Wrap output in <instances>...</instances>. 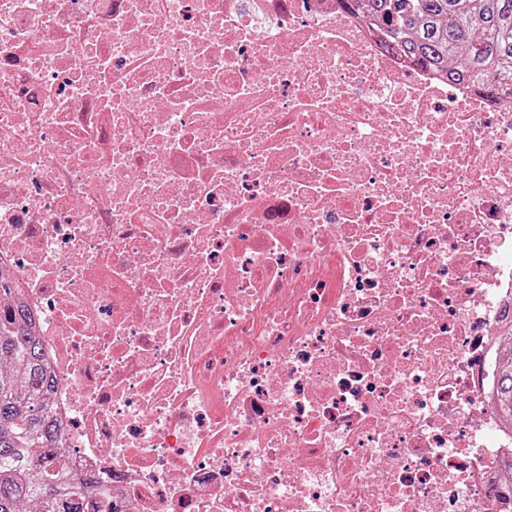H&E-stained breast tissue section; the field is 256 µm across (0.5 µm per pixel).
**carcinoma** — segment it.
Segmentation results:
<instances>
[{
	"label": "carcinoma",
	"mask_w": 512,
	"mask_h": 512,
	"mask_svg": "<svg viewBox=\"0 0 512 512\" xmlns=\"http://www.w3.org/2000/svg\"><path fill=\"white\" fill-rule=\"evenodd\" d=\"M385 46L488 95L512 90V0H359ZM0 512H81L107 489L73 477L67 433L52 395L59 385L36 322L13 279L0 273ZM492 402L512 420V324L499 337Z\"/></svg>",
	"instance_id": "obj_1"
}]
</instances>
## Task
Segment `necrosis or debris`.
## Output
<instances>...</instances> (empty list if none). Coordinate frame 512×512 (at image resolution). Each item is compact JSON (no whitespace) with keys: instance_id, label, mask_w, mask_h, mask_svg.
Wrapping results in <instances>:
<instances>
[{"instance_id":"necrosis-or-debris-1","label":"necrosis or debris","mask_w":512,"mask_h":512,"mask_svg":"<svg viewBox=\"0 0 512 512\" xmlns=\"http://www.w3.org/2000/svg\"><path fill=\"white\" fill-rule=\"evenodd\" d=\"M0 266L113 512H512V96L346 0H0ZM496 385L491 399L501 414L512 420V322L498 342Z\"/></svg>"}]
</instances>
